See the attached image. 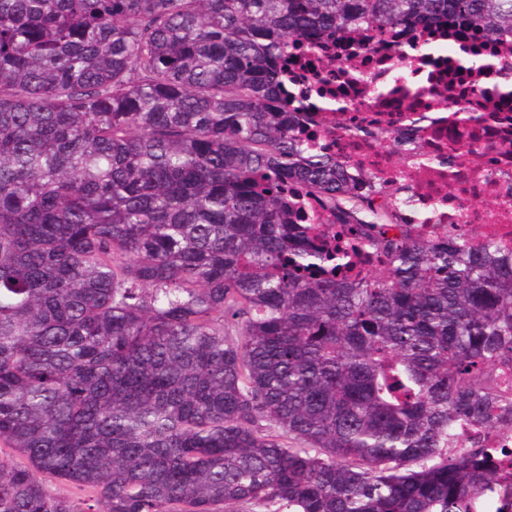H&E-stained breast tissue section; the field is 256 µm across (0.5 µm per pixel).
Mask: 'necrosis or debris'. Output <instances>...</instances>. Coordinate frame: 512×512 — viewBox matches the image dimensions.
<instances>
[{
    "label": "necrosis or debris",
    "instance_id": "necrosis-or-debris-1",
    "mask_svg": "<svg viewBox=\"0 0 512 512\" xmlns=\"http://www.w3.org/2000/svg\"><path fill=\"white\" fill-rule=\"evenodd\" d=\"M453 42L472 64L435 55ZM512 33L413 22L353 30L317 51L288 49L290 125L336 157L353 193L386 207L385 233L412 225L427 239L479 227L512 252ZM403 134L398 161L383 146ZM491 198L477 209L475 198Z\"/></svg>",
    "mask_w": 512,
    "mask_h": 512
}]
</instances>
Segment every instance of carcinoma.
I'll use <instances>...</instances> for the list:
<instances>
[{
  "instance_id": "cac0c4a2",
  "label": "carcinoma",
  "mask_w": 512,
  "mask_h": 512,
  "mask_svg": "<svg viewBox=\"0 0 512 512\" xmlns=\"http://www.w3.org/2000/svg\"><path fill=\"white\" fill-rule=\"evenodd\" d=\"M442 20L512 0H0V512L512 509L457 440L512 428V253L384 235L276 101L292 41ZM291 198L295 203V208L301 210V213L305 215L302 224H317L322 233L321 238L336 240V237H338L341 243H347L352 239L353 233L350 231V228L333 224L332 221L328 220L326 215L318 211L313 203L302 197H294L291 195Z\"/></svg>"
}]
</instances>
